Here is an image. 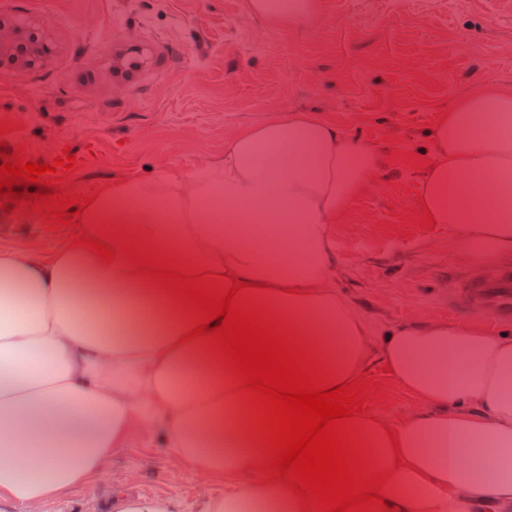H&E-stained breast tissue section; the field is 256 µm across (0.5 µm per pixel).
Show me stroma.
<instances>
[{"instance_id": "1", "label": "stroma", "mask_w": 512, "mask_h": 512, "mask_svg": "<svg viewBox=\"0 0 512 512\" xmlns=\"http://www.w3.org/2000/svg\"><path fill=\"white\" fill-rule=\"evenodd\" d=\"M316 22L276 26L246 0H0V22L42 33L53 53L38 66L0 68L1 140L49 162L79 156L75 193L131 171H189L246 126L305 110L377 146L372 185L334 227L338 293L376 327L459 320L490 332L512 321L449 305L474 279L441 226L415 225L418 173L393 150L428 155V125L459 95L492 78L512 88V0H319ZM70 233L43 217L0 209V247L49 252ZM372 358L386 398L374 415L398 420L416 397ZM124 491L172 499L191 512L201 488L188 466L136 431L102 478L38 512H110Z\"/></svg>"}]
</instances>
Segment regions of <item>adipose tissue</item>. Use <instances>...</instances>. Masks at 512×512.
I'll use <instances>...</instances> for the list:
<instances>
[{
    "label": "adipose tissue",
    "instance_id": "ef3b65f1",
    "mask_svg": "<svg viewBox=\"0 0 512 512\" xmlns=\"http://www.w3.org/2000/svg\"><path fill=\"white\" fill-rule=\"evenodd\" d=\"M247 10L302 26L319 0H247ZM428 137L419 206L474 270L512 257V91L483 81L441 111ZM380 166L373 145L292 111L246 127L199 169L114 180L81 215L194 269L264 283L260 298L343 380L375 356L391 365L421 407L366 421L365 434L400 512H512V329L405 322L377 335L336 291L333 226ZM219 206L230 224L212 223ZM244 215L276 221L249 236L236 223ZM193 327L136 267L103 264L71 238L47 255L0 247V503L32 508L90 484L141 427L203 481L223 479L194 512H303L260 471L240 388ZM477 454L489 461L480 471Z\"/></svg>",
    "mask_w": 512,
    "mask_h": 512
}]
</instances>
